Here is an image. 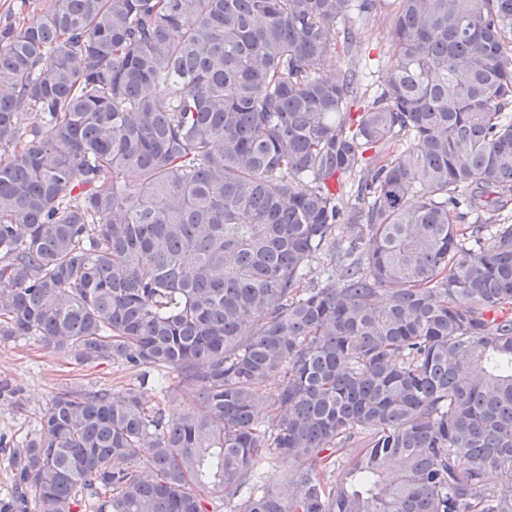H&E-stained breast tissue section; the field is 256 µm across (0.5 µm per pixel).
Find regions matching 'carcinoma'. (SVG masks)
<instances>
[{
    "label": "carcinoma",
    "mask_w": 512,
    "mask_h": 512,
    "mask_svg": "<svg viewBox=\"0 0 512 512\" xmlns=\"http://www.w3.org/2000/svg\"><path fill=\"white\" fill-rule=\"evenodd\" d=\"M355 10L392 30L373 93L336 61ZM511 201L512 0H50L1 28L0 338L173 370L191 404L57 394L0 512H512Z\"/></svg>",
    "instance_id": "obj_1"
}]
</instances>
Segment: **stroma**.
Masks as SVG:
<instances>
[{
    "label": "stroma",
    "mask_w": 512,
    "mask_h": 512,
    "mask_svg": "<svg viewBox=\"0 0 512 512\" xmlns=\"http://www.w3.org/2000/svg\"><path fill=\"white\" fill-rule=\"evenodd\" d=\"M370 55L366 82L378 88L389 68V24L380 18L357 21ZM142 369L122 361L79 365L62 353L25 339H0V496L13 487L11 452L31 436L59 392L71 389L121 390L140 384Z\"/></svg>",
    "instance_id": "1"
}]
</instances>
